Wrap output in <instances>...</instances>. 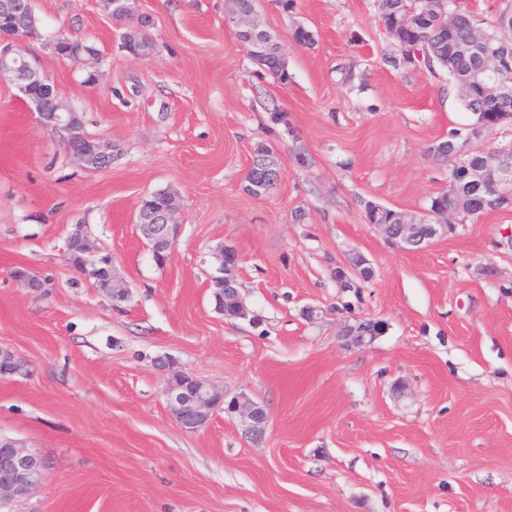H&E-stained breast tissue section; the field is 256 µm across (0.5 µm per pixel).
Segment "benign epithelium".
I'll list each match as a JSON object with an SVG mask.
<instances>
[{"mask_svg": "<svg viewBox=\"0 0 512 512\" xmlns=\"http://www.w3.org/2000/svg\"><path fill=\"white\" fill-rule=\"evenodd\" d=\"M103 12L111 19L139 18L136 0H100ZM35 0H0V77L11 79L20 93L28 111L35 115L36 122L48 135L66 143L71 156L87 170L106 168L112 164V143L85 134L83 122L69 104L49 88V78L42 69L40 60L24 52V44L34 37ZM481 18L474 21V45L482 58L481 74L484 95L499 97L505 89L501 75L512 71V42H493L487 38ZM72 66L85 73L91 81L100 74L102 58L84 42L69 47ZM448 166L461 170L457 179L478 186V190L467 193L470 209L478 214L485 207V170L495 174L496 181L512 183V162L486 151L484 167L469 165L470 151L456 139H448L445 146ZM178 199L171 196L159 208L139 204L136 224L157 252L160 263L167 262L174 251L181 224L177 219ZM459 223L455 213H434L429 210L409 211L401 217L399 224H378L376 229L392 245L405 252L422 251L439 240L448 237L451 228ZM66 254L77 259L79 271L85 277L97 278L101 270L107 271L100 290L118 304L128 300L125 284L112 273V255L96 245L83 229H75L67 237ZM219 273L223 278L224 295L239 294L238 263L236 250L227 246L219 250ZM371 267L365 256L354 252L340 264V276L336 287H356L361 271ZM381 329V324L372 319L356 318L354 323L343 327L341 336L347 344L361 347L370 343ZM164 396L175 414L178 424L187 432H195L205 426L220 410L239 419L244 436L252 442H260L268 423V413L263 405L244 395L231 398L217 392L204 381L190 374L176 375L165 382ZM0 451L8 457L4 477L0 481V501H13L28 497L45 480L46 464L38 454L23 448L14 440L0 437Z\"/></svg>", "mask_w": 512, "mask_h": 512, "instance_id": "benign-epithelium-1", "label": "benign epithelium"}]
</instances>
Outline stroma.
Wrapping results in <instances>:
<instances>
[{
	"label": "stroma",
	"mask_w": 512,
	"mask_h": 512,
	"mask_svg": "<svg viewBox=\"0 0 512 512\" xmlns=\"http://www.w3.org/2000/svg\"><path fill=\"white\" fill-rule=\"evenodd\" d=\"M136 8L148 58L99 0H37L28 45L112 142L111 166L84 170L0 80V348L19 365L0 377V434L47 463L0 512H512V206L417 253L361 206L421 211L447 188L430 150L470 121L447 72L388 64L376 0H257L284 84L240 45L224 0ZM61 32L100 49L99 82L45 48ZM264 147L280 177L255 197L245 176ZM160 190L181 224L161 266L134 223ZM78 225L129 286L120 306L67 263ZM224 245L244 318L214 307ZM353 249L375 276L343 291L332 273ZM357 316L384 324L370 345L341 336ZM181 373L264 405L262 442L221 412L184 431L163 395Z\"/></svg>",
	"instance_id": "stroma-1"
}]
</instances>
